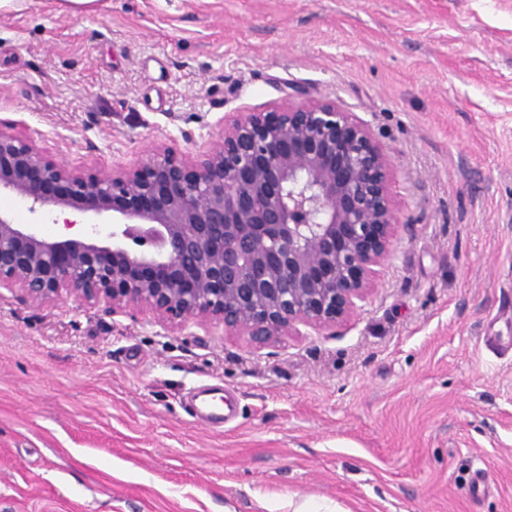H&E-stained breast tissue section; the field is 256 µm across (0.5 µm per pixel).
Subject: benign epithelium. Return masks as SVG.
I'll use <instances>...</instances> for the list:
<instances>
[{"label":"benign epithelium","mask_w":512,"mask_h":512,"mask_svg":"<svg viewBox=\"0 0 512 512\" xmlns=\"http://www.w3.org/2000/svg\"><path fill=\"white\" fill-rule=\"evenodd\" d=\"M393 174L370 124L334 101L249 112L195 156L160 145L110 171L53 161L15 121L0 128V193L40 217L112 210L127 222L54 238L0 211V288L164 327L217 324L256 344L331 331L372 297L395 250Z\"/></svg>","instance_id":"benign-epithelium-1"}]
</instances>
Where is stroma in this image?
I'll use <instances>...</instances> for the list:
<instances>
[{"label": "stroma", "instance_id": "1", "mask_svg": "<svg viewBox=\"0 0 512 512\" xmlns=\"http://www.w3.org/2000/svg\"><path fill=\"white\" fill-rule=\"evenodd\" d=\"M290 100L394 161L376 293L259 345L0 288V512H512V0L0 12V121L74 168L193 155ZM203 384L223 426L188 414Z\"/></svg>", "mask_w": 512, "mask_h": 512}]
</instances>
